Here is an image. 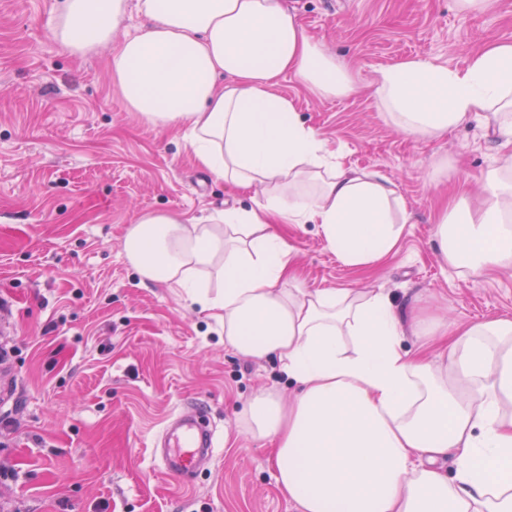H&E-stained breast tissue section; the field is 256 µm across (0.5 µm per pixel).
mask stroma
<instances>
[{
	"label": "stroma",
	"instance_id": "35a3bbf8",
	"mask_svg": "<svg viewBox=\"0 0 512 512\" xmlns=\"http://www.w3.org/2000/svg\"><path fill=\"white\" fill-rule=\"evenodd\" d=\"M360 85L325 97L294 75L277 91L341 154L386 176L407 204L399 251L370 270L344 266L316 225L288 228L306 287L383 290L399 306L429 299L456 322L512 318V270L449 268L434 219L449 190H476L498 153L478 122L416 141L394 130L370 85L380 68L421 58L465 67L486 43L512 40V0L465 15L456 0H286ZM58 0H0V301L13 346L0 363V512H298L281 495L241 412L291 387L276 359H252L170 284H141L124 254L142 210L206 215L250 207L214 182L174 129L128 111L111 47L75 56L57 44ZM205 407L218 438L187 480L157 448L167 422Z\"/></svg>",
	"mask_w": 512,
	"mask_h": 512
}]
</instances>
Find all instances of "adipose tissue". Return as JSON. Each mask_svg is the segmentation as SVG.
<instances>
[{
	"label": "adipose tissue",
	"mask_w": 512,
	"mask_h": 512,
	"mask_svg": "<svg viewBox=\"0 0 512 512\" xmlns=\"http://www.w3.org/2000/svg\"><path fill=\"white\" fill-rule=\"evenodd\" d=\"M132 8L142 23L115 40ZM54 36L76 56L111 46L126 108L181 130L202 170L254 199L202 217L142 212L125 256L142 282L175 284L211 311L238 353L277 358L293 394L257 395L241 424L268 443L281 494L299 512H512V319L451 328L421 303L405 311L381 290L306 288L295 275L277 225H316L344 265L366 270L396 254L407 209L277 93L286 73L328 97L357 90L285 0H61ZM372 89L418 141L472 120L494 128L478 202L450 197L435 235L452 268H512V41L461 69L405 60Z\"/></svg>",
	"instance_id": "adipose-tissue-1"
}]
</instances>
